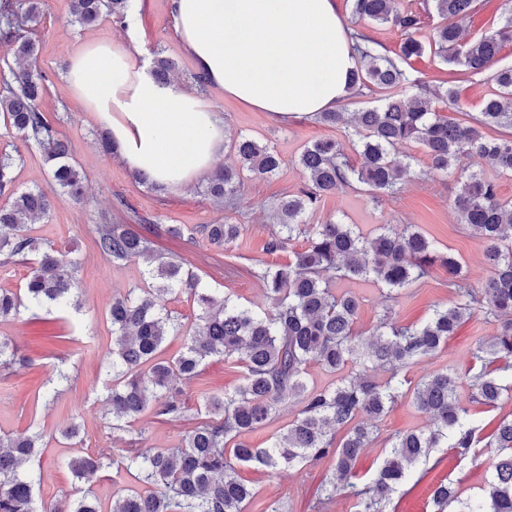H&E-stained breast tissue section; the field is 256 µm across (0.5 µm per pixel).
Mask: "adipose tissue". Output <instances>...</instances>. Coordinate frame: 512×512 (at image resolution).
I'll return each instance as SVG.
<instances>
[{
	"label": "adipose tissue",
	"mask_w": 512,
	"mask_h": 512,
	"mask_svg": "<svg viewBox=\"0 0 512 512\" xmlns=\"http://www.w3.org/2000/svg\"><path fill=\"white\" fill-rule=\"evenodd\" d=\"M173 24L199 73L254 111L288 121L338 109L358 64L335 0H172ZM137 52L88 43L65 81L111 133L120 157L174 189L224 153V116L159 85Z\"/></svg>",
	"instance_id": "1"
}]
</instances>
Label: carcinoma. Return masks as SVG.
I'll list each match as a JSON object with an SVG mask.
<instances>
[{
	"mask_svg": "<svg viewBox=\"0 0 512 512\" xmlns=\"http://www.w3.org/2000/svg\"><path fill=\"white\" fill-rule=\"evenodd\" d=\"M128 0H69L74 22L90 26L103 14L125 22ZM351 13L360 21L391 25L401 34L396 56L378 55L373 41L359 31L355 50L358 65L350 76L351 95L375 90L384 104L355 113L347 136L359 156L352 162L333 139L306 143L298 156L304 185L274 205L278 228L265 251H288L298 240L305 243L285 264L267 265L258 276L266 302L244 307L230 297L217 299L181 259L158 255L149 238L133 224H113L107 217L95 225L94 244L116 264L145 267V283L112 297V386L107 403L112 429L140 419L148 410L170 424H184L182 385L192 381L200 365L211 358L232 359L242 368L239 385L220 394L207 393L200 407L202 418L185 427L178 446L145 448L147 430L139 429L133 447L116 460L112 449L77 455L65 461L81 486L69 499L68 512H104L87 484L102 470H117L141 488H129L112 498L109 512H245L255 492L239 475L238 467L290 469L328 459L331 471L322 488V508L339 495L354 499L355 512H386L392 496L416 469L429 462L432 452L446 448L465 459L483 440L484 427L473 418L476 407L494 409L512 400V199L499 195L495 176L512 175V67H496L506 41H512V7L504 22L478 38L467 40L451 23L476 9L477 0H433L439 18L433 38L420 36L421 15L398 6V0H350ZM42 18V0H0V41L13 47L28 66L0 68V118L5 127L33 142L49 167L56 188L78 199L84 177L72 163L71 145L39 108L48 91L47 74L32 68L37 59L33 30ZM446 63L471 73L494 70L498 92L487 97L479 117L468 125L439 114L437 104L454 102L456 91L431 88L406 69L426 49ZM177 64L155 53L153 75L161 85L171 84ZM503 129L489 139L484 129ZM413 145L422 147L434 172L465 180L453 199L458 221L485 245L491 269L486 281L475 286L462 273L459 260L412 224H381L365 234L353 224L329 221L307 224L306 213L344 186L366 187L371 198L394 195L414 175L400 154ZM237 165L222 166L210 176L206 194L216 200L231 198L244 177H269L279 170L281 158L268 144L240 135L233 141ZM482 168L469 170L472 160ZM14 159L0 157V257L3 264L30 265L24 296L0 289V323L19 314L22 299L33 309L64 310L73 305L78 282L72 251L62 250L34 234L33 224L48 215L53 201L40 190L13 189ZM246 230L244 224H169L165 231L215 249L233 246ZM448 273V287L456 303L437 308L428 319L402 326L394 321L393 307L402 291L424 278L434 266ZM373 280L382 287V313L367 336L355 331L360 302L336 292L344 280ZM184 296L200 310L194 322L168 308L169 300ZM498 324L496 334L475 342V364L468 374L469 393L459 395V377L451 369L431 372L417 383L406 369L439 352L457 328L475 313ZM170 335L184 339L182 351L166 358L162 345ZM25 357L11 342L0 340V367L23 365ZM351 372L327 387L309 386L308 367ZM387 373L383 380L378 370ZM411 395L417 409L429 414L432 427L398 432L387 440L382 462L369 480L358 485L356 463L379 437V423L401 398ZM294 402L295 418L264 447L243 436L272 424L283 407ZM499 448L491 463L492 476L475 498L462 499L452 482H440L430 493L433 512H512V418L503 417L488 435ZM43 433L0 438V512H56L37 506L34 481L26 474L42 447Z\"/></svg>",
	"mask_w": 512,
	"mask_h": 512,
	"instance_id": "obj_1",
	"label": "carcinoma"
}]
</instances>
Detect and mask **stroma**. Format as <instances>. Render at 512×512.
Listing matches in <instances>:
<instances>
[{"label": "stroma", "mask_w": 512, "mask_h": 512, "mask_svg": "<svg viewBox=\"0 0 512 512\" xmlns=\"http://www.w3.org/2000/svg\"><path fill=\"white\" fill-rule=\"evenodd\" d=\"M170 8V0H136L126 26L113 25L111 18L106 17L94 26L83 27L72 22L68 0L43 2L37 63L39 69L50 74L52 83L40 109L69 141L76 166L86 180L83 197H57L49 217L36 222L35 233L55 247L74 248L81 306L63 314L25 310L19 319L0 323V336L11 338L29 360L22 368L0 369V435H21L31 428L45 433L47 445L40 450L31 473L38 480L37 498L46 506L62 504L73 492L75 479L67 468L60 466L61 458L107 446L118 454L129 445V433L113 431L112 417L105 404L110 383L105 361L112 344L106 312L113 295L142 284L143 268L138 264L112 266L93 243L94 224L100 223L105 215L116 224L129 223L135 215L148 218L147 235L157 253L182 258L204 283L244 305H260L264 302L262 283L257 277L260 267L288 260L287 254L270 255L264 247L274 224L273 204L282 196L296 193L304 184L302 172L295 164L301 147L314 139L331 138L341 144L345 153L353 151L343 126L321 125L307 118L275 121L225 96L219 87L208 85L197 90L192 81L196 69L174 32ZM99 40L132 44L148 62L158 51L174 60L178 65L175 85L189 92L200 91L202 98L223 112L226 140L245 134L260 143L274 145L283 159L279 174L246 181L230 204L205 196L200 180L164 193L139 183L121 158L102 151L95 137L97 121L77 102L64 79L69 59L78 46ZM411 66L430 86L455 85L456 104L441 110L452 122H470L480 112L483 100L497 91L490 73L470 74L430 54L413 59ZM411 152L416 158L417 176L406 182L399 195L385 196L375 203L363 191L342 188L309 212L307 223L323 224L339 217L366 233L381 224L416 225L436 241L440 250L459 259L472 284H480L490 270L483 260L482 241L459 223L454 212L455 179L430 173L429 160L422 148L412 147ZM5 153L15 160V189L50 190L48 168L39 150L0 126V154ZM224 222H239L247 227L242 239L224 251L171 237L164 230L168 224ZM453 301L448 277L436 267L402 295L396 319L402 324H415L435 308L452 305ZM496 330V323L480 316L472 318L435 356L411 366L408 378L415 382L446 367L461 373L467 371L473 363L475 339L489 338ZM59 369L69 374L70 381L60 386L54 401H46L42 384ZM241 376L235 362H207L182 397L188 418L196 419L204 392L238 384ZM71 421L80 427V441L73 447L59 434ZM495 454V449L483 448L478 457L461 462L445 449L436 450L429 463L419 467L404 493L393 497L387 512H427L433 487L445 479L453 481L463 497L480 495L490 477ZM330 467V461L325 460L279 474L240 468L242 478L256 491L247 512H264L274 501L281 502L289 512H313L312 505Z\"/></svg>", "instance_id": "obj_1"}]
</instances>
